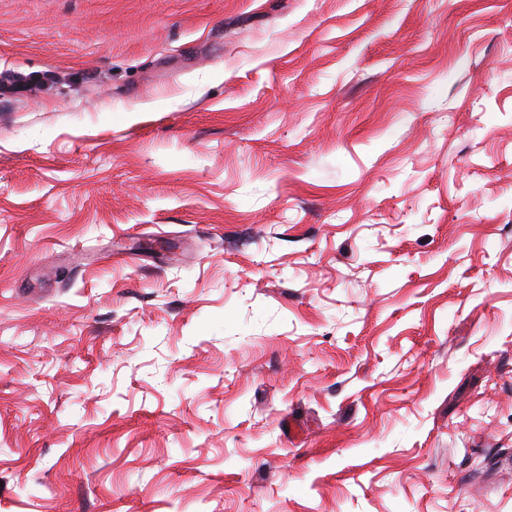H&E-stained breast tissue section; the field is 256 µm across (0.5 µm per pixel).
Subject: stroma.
<instances>
[{
    "label": "stroma",
    "mask_w": 512,
    "mask_h": 512,
    "mask_svg": "<svg viewBox=\"0 0 512 512\" xmlns=\"http://www.w3.org/2000/svg\"><path fill=\"white\" fill-rule=\"evenodd\" d=\"M0 512H512V0H0Z\"/></svg>",
    "instance_id": "35a3bbf8"
}]
</instances>
